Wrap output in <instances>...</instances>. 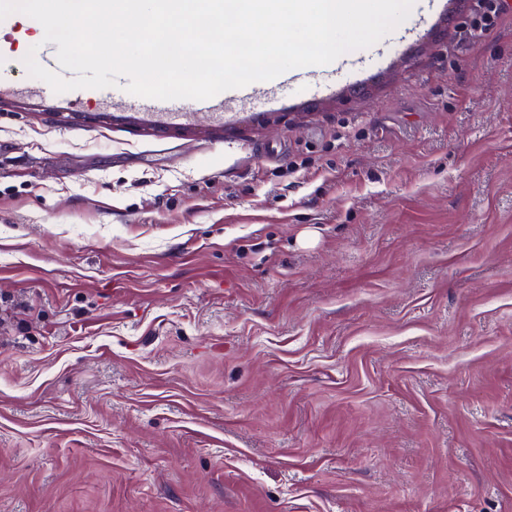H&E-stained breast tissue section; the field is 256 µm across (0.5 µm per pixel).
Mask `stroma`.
<instances>
[{"instance_id": "obj_1", "label": "stroma", "mask_w": 512, "mask_h": 512, "mask_svg": "<svg viewBox=\"0 0 512 512\" xmlns=\"http://www.w3.org/2000/svg\"><path fill=\"white\" fill-rule=\"evenodd\" d=\"M150 121L0 25V512H512V10Z\"/></svg>"}]
</instances>
